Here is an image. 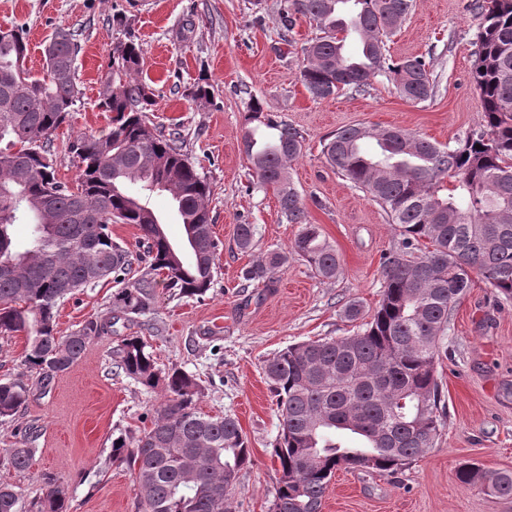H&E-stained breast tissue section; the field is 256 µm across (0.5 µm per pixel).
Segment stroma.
<instances>
[{
    "instance_id": "obj_1",
    "label": "stroma",
    "mask_w": 512,
    "mask_h": 512,
    "mask_svg": "<svg viewBox=\"0 0 512 512\" xmlns=\"http://www.w3.org/2000/svg\"><path fill=\"white\" fill-rule=\"evenodd\" d=\"M472 0H415L388 41L392 58L421 56L430 63L435 94L411 102L383 77L364 93L349 90L316 101L300 79L304 45L317 29L298 18L283 33L280 0H0V29L28 31L25 66L43 68L42 50L60 28L78 31L81 91L67 125L50 144L56 176L74 183L70 135L100 133L109 117L97 107L100 83L125 17L143 47V77L156 103L149 114L162 131L179 128L182 150L212 188L208 208L220 243L214 281L202 296L183 297L159 280L150 312L118 320L111 332L90 339L86 350L49 386L32 384L19 416L0 419V448L34 428L32 466L0 465V481L21 486L26 500L42 497L46 476L67 485V512H143L126 466H106L112 437L150 427L166 398L113 375L112 352L128 336L142 337L160 370L180 368L203 389L198 409L237 418L250 442L252 463L232 492L231 512H269L279 464L270 449L279 433L278 411L262 367L290 344L357 331L343 308L358 301L371 315L383 286L381 258L399 239L395 225L371 197L337 174L323 145L336 130L354 124L403 128L453 144L478 128L482 101L471 79L478 21ZM205 85V100L190 97ZM297 128L304 137L291 176L308 212L333 245L342 266L333 279L316 277L291 252L298 225L282 220L272 190L252 176L243 152L244 115L251 98ZM257 227L252 251L240 252L236 227ZM285 253L271 283L244 285L242 272L270 251ZM117 286L106 280L76 292L59 308L60 334L88 320L112 318ZM448 357L439 377L448 406L447 425L435 448L394 475L337 470L322 512H512V497L487 495L460 485L459 463L479 461L490 470H512V300H504L481 276L453 311L444 340Z\"/></svg>"
}]
</instances>
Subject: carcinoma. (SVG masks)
I'll use <instances>...</instances> for the list:
<instances>
[{
	"label": "carcinoma",
	"instance_id": "1",
	"mask_svg": "<svg viewBox=\"0 0 512 512\" xmlns=\"http://www.w3.org/2000/svg\"><path fill=\"white\" fill-rule=\"evenodd\" d=\"M479 19L472 79L483 105L481 128L456 147H442L400 128L365 124L340 128L323 148L326 161L368 194L397 226L402 240L382 261L380 300L361 331L340 339L291 344L266 360L263 372L276 397L281 430L272 448L279 462L270 512H322L326 490L341 468L392 474L437 444L447 413L437 367L453 309L472 273L512 299V0H474ZM413 0H280L284 31L297 17L316 22L321 35L303 48L300 78L315 100L345 89L363 92L384 76L413 102L433 96L429 64L420 57L392 59L387 42ZM0 39V334L22 333L21 365L48 386L83 354L89 339L114 322H87L59 334V307L75 292L102 281L109 269L122 285L114 311L143 315L154 305L156 276L180 294L202 296L211 287L218 243L208 209L211 187L181 153L180 133H156L146 112L154 105L141 76L142 45L133 39L112 50L98 107L112 113L99 135L68 142L78 159L76 186L57 180L48 144L79 102V34L59 29L45 44L42 75L25 67L27 31ZM357 51L346 50L347 40ZM300 132L252 102L242 135L258 182L273 189L282 217L300 225L293 251L314 274L341 270L294 186L288 165L302 151ZM377 149L368 152L364 144ZM482 149H477V146ZM166 192L185 230L177 246L145 193ZM32 219L20 249L12 227ZM134 224L147 240L149 270L132 276L130 252L112 239L111 225ZM253 224L236 228L238 246L252 248ZM431 249L420 251L421 242ZM287 255L272 251L245 270L246 281L271 279ZM115 373L146 389L164 385L166 400L150 428L112 438L109 463L125 464L145 512H224L227 485L237 486L252 461L238 420L198 411L202 389L187 372L161 376L137 336L122 340ZM28 383L0 379V418L16 416ZM31 434L0 455L13 469L30 468ZM458 481L496 497H512V470L475 462L456 469ZM24 490L0 484V512H21ZM67 489L55 478L31 504L33 512H67Z\"/></svg>",
	"mask_w": 512,
	"mask_h": 512
}]
</instances>
